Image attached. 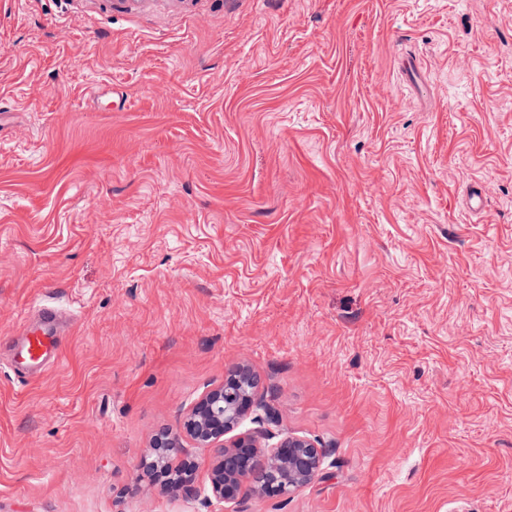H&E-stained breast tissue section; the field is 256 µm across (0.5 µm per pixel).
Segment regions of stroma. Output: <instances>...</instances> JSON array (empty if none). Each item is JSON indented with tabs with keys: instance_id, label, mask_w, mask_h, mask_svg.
<instances>
[{
	"instance_id": "1",
	"label": "stroma",
	"mask_w": 512,
	"mask_h": 512,
	"mask_svg": "<svg viewBox=\"0 0 512 512\" xmlns=\"http://www.w3.org/2000/svg\"><path fill=\"white\" fill-rule=\"evenodd\" d=\"M240 363L318 477L139 480ZM0 512H512V0H0ZM40 313L47 325L41 329L31 330L19 349L20 357L31 365L38 364L50 351L57 348L53 324L59 319L60 313L52 306H44Z\"/></svg>"
}]
</instances>
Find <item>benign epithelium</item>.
Returning a JSON list of instances; mask_svg holds the SVG:
<instances>
[{"label": "benign epithelium", "instance_id": "1", "mask_svg": "<svg viewBox=\"0 0 512 512\" xmlns=\"http://www.w3.org/2000/svg\"><path fill=\"white\" fill-rule=\"evenodd\" d=\"M260 377L239 364L224 381L208 387L175 428H162L152 438L142 469L173 496L191 490L197 462L190 449L211 452L208 489L220 503H235L247 494L290 495L310 483L322 464V451L308 439L288 434L274 448L239 426L263 408Z\"/></svg>", "mask_w": 512, "mask_h": 512}]
</instances>
